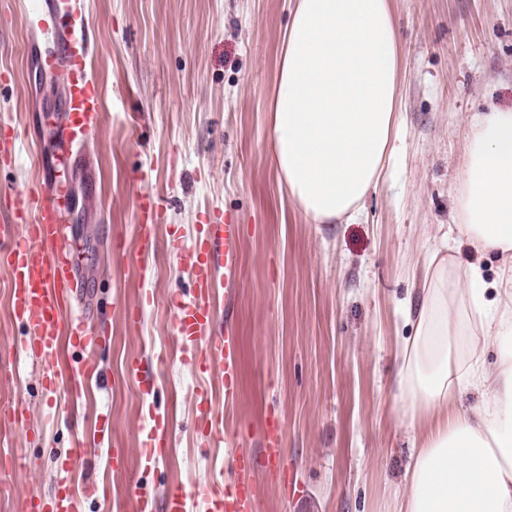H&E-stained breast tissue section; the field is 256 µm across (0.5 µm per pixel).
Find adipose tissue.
Masks as SVG:
<instances>
[{"label": "adipose tissue", "mask_w": 512, "mask_h": 512, "mask_svg": "<svg viewBox=\"0 0 512 512\" xmlns=\"http://www.w3.org/2000/svg\"><path fill=\"white\" fill-rule=\"evenodd\" d=\"M399 48L389 0H296L272 100L280 186L315 222L354 217L397 137ZM460 224L475 251L512 252V110L480 116L467 147ZM437 262L401 353L398 389L426 421L399 512H512V274L494 301L470 267L466 294ZM503 341L495 368L470 365L480 341ZM482 397L455 409L467 391Z\"/></svg>", "instance_id": "adipose-tissue-1"}]
</instances>
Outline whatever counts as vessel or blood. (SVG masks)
I'll list each match as a JSON object with an SVG mask.
<instances>
[{"label":"vessel or blood","instance_id":"1","mask_svg":"<svg viewBox=\"0 0 512 512\" xmlns=\"http://www.w3.org/2000/svg\"><path fill=\"white\" fill-rule=\"evenodd\" d=\"M37 37L24 51L36 68L63 76L65 90L54 128V139L65 164L74 173L89 165L86 142L99 118L100 93L88 74L94 45L85 27L80 0H35L27 13ZM39 181L32 188L11 193L9 221L23 227L21 237L0 248V273L8 282L12 315L24 324L32 338L27 349L52 365L63 333L80 336L86 347L98 345L100 336L83 318L66 320V308L80 299L75 275V244L71 226L75 221L62 202L57 180L46 164H39ZM140 248L138 261L148 259L152 230L163 209L161 198L141 195L135 201ZM235 224L209 225L199 244L206 266L195 282V303L174 318L178 335L204 339L212 372L224 390V399L236 401L239 388V340L232 324L216 328V289L220 277H232L237 266ZM285 423L276 415L265 418L261 454L237 447L232 456L236 473L228 483L213 482L204 490L209 512H254L257 490L248 477L257 462H264L272 486L281 495L293 490L292 477L283 464ZM23 512H76L72 494L45 496L24 492Z\"/></svg>","mask_w":512,"mask_h":512}]
</instances>
